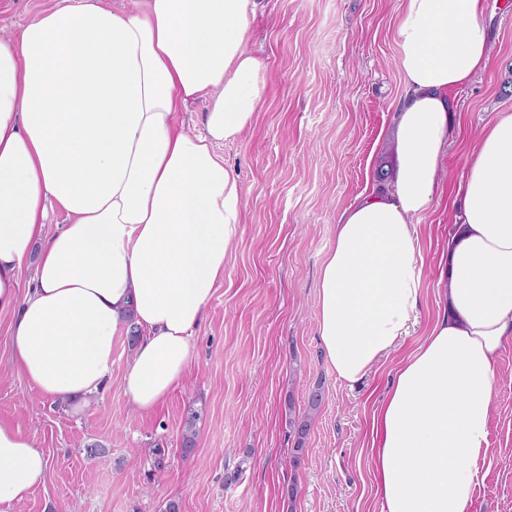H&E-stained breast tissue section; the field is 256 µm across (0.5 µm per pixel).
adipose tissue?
<instances>
[{
  "label": "adipose tissue",
  "mask_w": 512,
  "mask_h": 512,
  "mask_svg": "<svg viewBox=\"0 0 512 512\" xmlns=\"http://www.w3.org/2000/svg\"><path fill=\"white\" fill-rule=\"evenodd\" d=\"M257 0H55L0 40V315L10 362L49 399L101 393L115 347L141 411L180 385L243 222L242 186L217 154L265 93L250 47ZM485 0H400L404 94L387 188L340 214L319 274L317 327L338 381H361L409 333L422 286L416 219L440 190L451 91L489 67ZM206 97L200 133L177 114ZM460 223L441 251L440 310L373 417L379 512H471L489 452L496 362L512 341V111L466 155ZM67 216L50 228V209ZM35 260V286L20 273ZM50 465L0 426V512Z\"/></svg>",
  "instance_id": "obj_1"
}]
</instances>
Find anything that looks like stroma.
Masks as SVG:
<instances>
[{"label":"stroma","mask_w":512,"mask_h":512,"mask_svg":"<svg viewBox=\"0 0 512 512\" xmlns=\"http://www.w3.org/2000/svg\"><path fill=\"white\" fill-rule=\"evenodd\" d=\"M397 11L398 0H261L250 27L266 96L252 126L217 148L243 187L244 222L193 334L195 360L152 411H139L123 392L125 343L108 388L81 410L41 397L9 366L10 320L0 317V425L32 436L51 458L14 512H162L171 499L181 512H378L372 417L438 312L437 258L455 231L467 150L494 113L512 110V11L491 5L489 70L450 94L441 197L418 220V321L361 382L341 384L317 335L318 273L340 212L377 187L375 173L387 162L382 145L403 93ZM496 372L490 454L472 512H512V344ZM318 387L324 399L295 469L288 412H304ZM191 404L205 420L187 455ZM93 442L104 456L87 457ZM158 448L167 467L156 474Z\"/></svg>","instance_id":"stroma-1"}]
</instances>
